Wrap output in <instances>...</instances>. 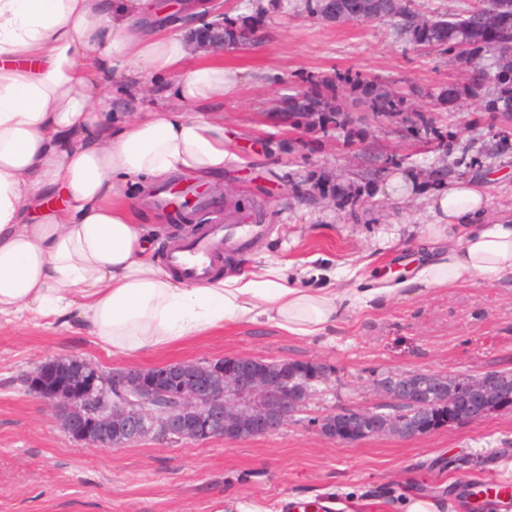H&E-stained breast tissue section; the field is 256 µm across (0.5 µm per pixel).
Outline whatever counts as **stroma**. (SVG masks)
<instances>
[{"label": "stroma", "mask_w": 512, "mask_h": 512, "mask_svg": "<svg viewBox=\"0 0 512 512\" xmlns=\"http://www.w3.org/2000/svg\"><path fill=\"white\" fill-rule=\"evenodd\" d=\"M228 17L257 25L253 42L223 52L225 68L243 82L224 99L229 157L216 185L241 210L262 212L267 231L246 255L227 257L226 268L288 262L296 274L354 268L359 277L398 269L433 220L429 192L451 177L486 179L489 222L512 213V122L485 111L483 90L452 106L441 99L459 79L448 56L419 51L387 20L336 26L306 10L304 0H220L174 29L191 43L188 65L212 56L193 43V31ZM343 73L403 92L406 112L374 117L360 91L337 83ZM104 83L117 123L174 105L170 78L147 92L121 71ZM315 86L336 96L343 126L313 131L273 113L288 95ZM396 180L403 183L398 197L388 192ZM339 186L346 196L335 195ZM129 193L155 260L170 237L207 221L203 212L186 224L156 211L140 185ZM67 356L105 371L249 356L318 361L331 372L274 434L205 444L148 438L94 451L66 434L25 382L37 363ZM412 371L512 372V278L411 288L383 308L345 313L316 336L227 323L130 357L114 356L72 315L50 325L1 319L0 512H233L239 502L294 512L315 501L334 504L335 512H398L407 495L480 512L466 486L512 484V407L415 439L389 434L357 444L328 440L313 424L343 405L381 402L377 379Z\"/></svg>", "instance_id": "obj_1"}]
</instances>
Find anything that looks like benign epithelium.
<instances>
[{
    "instance_id": "obj_1",
    "label": "benign epithelium",
    "mask_w": 512,
    "mask_h": 512,
    "mask_svg": "<svg viewBox=\"0 0 512 512\" xmlns=\"http://www.w3.org/2000/svg\"><path fill=\"white\" fill-rule=\"evenodd\" d=\"M256 357L226 356L209 361V370L224 375V385L213 386L205 373L193 369L149 372L141 368H114L111 377L99 374L95 365L79 357L50 358L38 364L30 380L45 379L52 386L38 389L57 419L65 421L72 439L96 451L112 449L101 440L96 425L105 417L125 447L152 437L163 442L214 438L244 441L281 429L309 398L296 392L288 381L253 367ZM377 389L395 404L418 405L435 391L448 396L447 376L415 371L398 381H379ZM493 382L458 401V413L448 417V428L484 420L503 409L507 399ZM317 430L341 444L395 433L416 438L419 432L396 425L381 406H350L317 420Z\"/></svg>"
}]
</instances>
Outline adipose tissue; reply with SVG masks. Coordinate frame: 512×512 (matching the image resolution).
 I'll return each mask as SVG.
<instances>
[{
    "label": "adipose tissue",
    "mask_w": 512,
    "mask_h": 512,
    "mask_svg": "<svg viewBox=\"0 0 512 512\" xmlns=\"http://www.w3.org/2000/svg\"><path fill=\"white\" fill-rule=\"evenodd\" d=\"M172 10L156 0H0V318L73 313L132 356L227 322L316 336L343 311L383 306L413 284L512 276V220L486 223L490 199L472 178L430 194L434 221L409 281L339 290L338 273L312 287L265 265L196 284L158 266L125 189L175 173L221 176L216 110L242 82L217 59L185 68L187 46L166 30ZM115 69L175 77L178 109L113 124L102 77Z\"/></svg>",
    "instance_id": "adipose-tissue-1"
}]
</instances>
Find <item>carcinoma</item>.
I'll return each mask as SVG.
<instances>
[{
    "label": "carcinoma",
    "instance_id": "carcinoma-1",
    "mask_svg": "<svg viewBox=\"0 0 512 512\" xmlns=\"http://www.w3.org/2000/svg\"><path fill=\"white\" fill-rule=\"evenodd\" d=\"M308 8L316 16L336 21L359 22L389 20L415 45L450 55L460 69V82L448 85L443 91L444 100L453 104L465 89H479L493 85L492 98L487 110L497 112L512 121V0H474L460 13L425 15L412 7V0H307ZM246 26H236L224 20V27H205L196 33L202 44L222 41L235 45ZM337 81L354 84L367 96L369 109L382 118H393L403 111L404 98L391 91H378L361 77L343 75ZM341 110L317 91L301 90L291 96L288 118L308 127L340 124ZM300 374L288 371L295 387L312 389L314 367L299 364ZM448 419V404L435 398L426 401L419 416L424 434L439 427Z\"/></svg>",
    "mask_w": 512,
    "mask_h": 512
}]
</instances>
